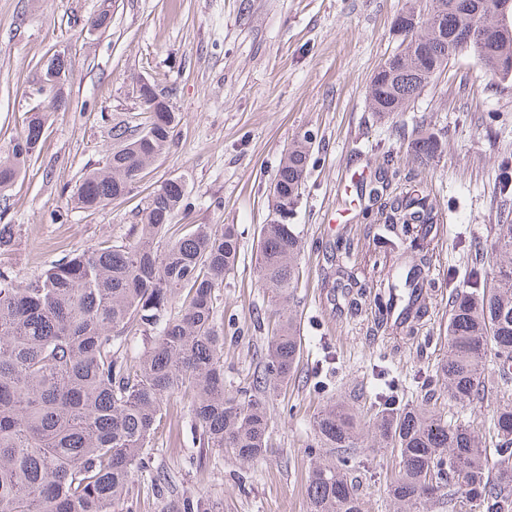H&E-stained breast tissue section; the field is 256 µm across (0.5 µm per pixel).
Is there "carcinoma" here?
<instances>
[{"label":"carcinoma","mask_w":512,"mask_h":512,"mask_svg":"<svg viewBox=\"0 0 512 512\" xmlns=\"http://www.w3.org/2000/svg\"><path fill=\"white\" fill-rule=\"evenodd\" d=\"M475 3L478 11L464 9ZM496 0H414L409 10L433 12L438 28L424 32L416 51L386 59L388 68L372 76L369 109L378 119L403 112L417 90L463 51H444L441 38L479 21L491 24ZM470 53L489 85L506 79L492 62L512 56V26L501 27ZM151 111L143 129L130 136L112 129L123 145L104 165L83 177L76 204L96 211L130 193L138 173L168 147L175 115L168 101L150 91ZM48 114L33 112L24 130L0 152V192L20 175L41 143ZM414 155L434 159L440 145L418 127L409 142ZM311 139L288 147L280 162L277 209H296L303 193ZM378 203L366 236L383 239L389 263L378 280L366 284L347 277V303L359 310L372 298L375 318L369 335L413 336L428 314L426 295L442 216L429 194L412 183L411 173L386 160ZM401 192L384 196L393 183ZM183 180H167L149 199L142 221L120 244L102 242L69 253L41 274L24 281L0 271V512H116L129 501L135 477L151 475L157 493L172 487L170 474L153 472L151 440L175 393L190 399L200 452L232 450L243 462L260 459L268 448L267 393L294 377L302 340L288 303L299 281L304 251L297 224L258 228L257 275L271 293L274 328L250 388L224 386V324L218 321L224 279L240 249L234 224H187L160 248L157 240L184 206ZM492 272L482 286L452 294L448 355L435 377L448 398L470 401L484 392L481 363L488 347L504 356L495 373L512 381V222L494 225L491 251L475 252L474 267ZM151 339L131 356L127 341ZM399 410H382L372 430L373 448L397 453L399 469L389 487L396 512H428L453 488L472 512H512V404L493 414L496 439L487 453L470 426L445 419L431 400ZM317 446L356 447L357 421L344 406L330 404L314 420ZM447 460L443 470L436 469ZM310 512H364L357 480L347 465L316 463L307 480ZM163 512H211L201 497L183 493Z\"/></svg>","instance_id":"cac0c4a2"}]
</instances>
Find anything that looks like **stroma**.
<instances>
[{"instance_id":"stroma-1","label":"stroma","mask_w":512,"mask_h":512,"mask_svg":"<svg viewBox=\"0 0 512 512\" xmlns=\"http://www.w3.org/2000/svg\"><path fill=\"white\" fill-rule=\"evenodd\" d=\"M406 0H111L108 28L91 24L101 0H0V151L46 110L29 90L43 58L68 50L67 110L51 113L39 151L0 196V222L13 225L0 270L30 279L69 251L125 240L149 195L182 178L189 206L176 227L233 224L237 266L224 282V384L248 386L270 326H257L271 298L257 277V227L270 219L269 189L290 142L313 140L303 196L292 221L303 232L302 277L290 309L304 340L299 371L269 397V447L251 464L231 451L199 454L189 401L176 394L153 443L155 469L177 491L215 512H309L306 493L316 449L313 421L328 402L349 407L361 427L379 410L381 390L420 403L448 353V298L469 284L471 245L489 247L494 224L512 219V195L497 186L512 163V79L486 86L472 55L453 60L407 111L377 120L367 87L401 43L393 31ZM156 84L178 122L168 149L133 190L89 213L70 200L84 172L115 146L117 123L142 129L140 79ZM423 124L442 143L434 161H415L398 126ZM411 172L442 209L429 272L428 314L411 337L372 336L374 309L350 315L332 300L337 272L368 274L361 189L386 159ZM484 401L441 399L451 422L473 426L491 446L493 412L512 402V384L493 377ZM365 512H393L387 488L398 472L391 450L344 454Z\"/></svg>"}]
</instances>
